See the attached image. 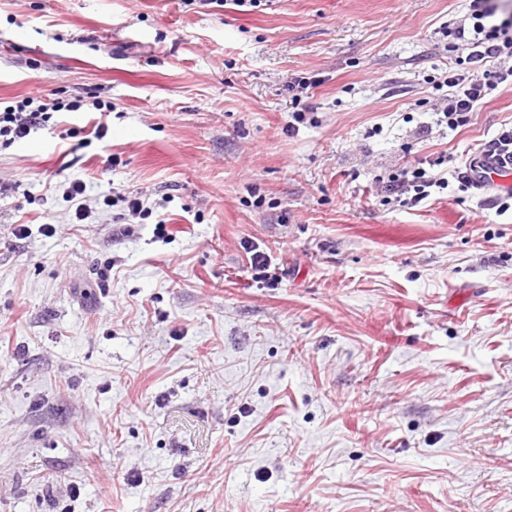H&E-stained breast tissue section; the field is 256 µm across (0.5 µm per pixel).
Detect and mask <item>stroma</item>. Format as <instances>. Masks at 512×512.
Wrapping results in <instances>:
<instances>
[{
    "label": "stroma",
    "mask_w": 512,
    "mask_h": 512,
    "mask_svg": "<svg viewBox=\"0 0 512 512\" xmlns=\"http://www.w3.org/2000/svg\"><path fill=\"white\" fill-rule=\"evenodd\" d=\"M467 11L0 0V103H84L0 146V512H512V208L374 184L512 123L434 124Z\"/></svg>",
    "instance_id": "obj_1"
}]
</instances>
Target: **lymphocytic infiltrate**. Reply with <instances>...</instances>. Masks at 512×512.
<instances>
[{
  "label": "lymphocytic infiltrate",
  "mask_w": 512,
  "mask_h": 512,
  "mask_svg": "<svg viewBox=\"0 0 512 512\" xmlns=\"http://www.w3.org/2000/svg\"><path fill=\"white\" fill-rule=\"evenodd\" d=\"M466 52L456 69L448 73L449 93L438 111L449 129L465 126L471 112L501 85H512V8L505 0H469L468 11L459 22L448 28ZM82 101L61 103L53 95L26 97L0 108V144L9 146L28 137L31 132L53 123L60 110L80 111ZM495 163L512 166V125L502 127L490 140L481 144L472 156L454 168L463 188L475 187L472 177L477 167ZM441 175L417 166L389 175L381 180L386 197L410 196L418 203L430 195L431 188L445 187Z\"/></svg>",
  "instance_id": "obj_1"
}]
</instances>
